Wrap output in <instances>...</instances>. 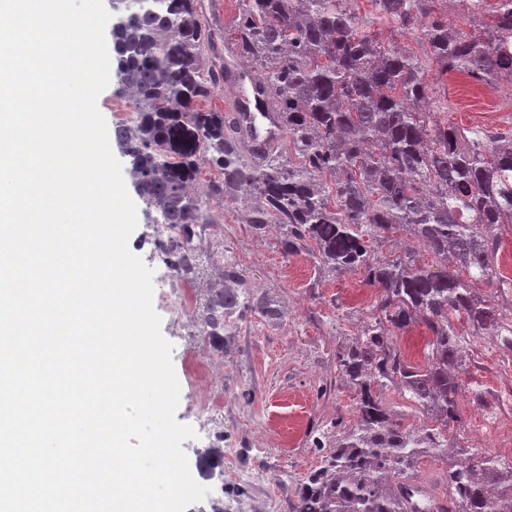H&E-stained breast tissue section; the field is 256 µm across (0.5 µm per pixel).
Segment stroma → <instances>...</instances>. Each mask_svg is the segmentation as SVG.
<instances>
[{
    "label": "stroma",
    "instance_id": "stroma-1",
    "mask_svg": "<svg viewBox=\"0 0 512 512\" xmlns=\"http://www.w3.org/2000/svg\"><path fill=\"white\" fill-rule=\"evenodd\" d=\"M439 120L461 128L490 132L512 129V104L492 107L479 96L482 83L468 76H446L438 67L426 74ZM222 224L197 237L202 256L188 284L193 290L191 315L178 309L180 289L168 299L154 298L161 331L172 346V362L180 385L175 417L195 426L203 391L222 398L207 414L213 442L186 448L192 477L202 485L223 486L219 503L199 502L187 512H293L295 491L321 460L315 437L332 424H354V393L336 371V352L351 344L377 296L363 273H325L306 254L285 255L277 231L253 237L244 222L245 205L221 206ZM500 242L494 280L479 290L503 308L512 307V293L503 291L512 279V224L499 225ZM237 268L255 295L278 309L267 319L237 310L224 333V344L199 342L204 309L220 270ZM459 333L469 344L466 390L459 402L463 424L456 440L466 448L512 455V350L489 336L475 334L467 323ZM211 365L207 389H200L189 360ZM219 448L221 462L205 470L199 461Z\"/></svg>",
    "mask_w": 512,
    "mask_h": 512
}]
</instances>
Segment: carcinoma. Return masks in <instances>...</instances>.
Segmentation results:
<instances>
[{
  "label": "carcinoma",
  "mask_w": 512,
  "mask_h": 512,
  "mask_svg": "<svg viewBox=\"0 0 512 512\" xmlns=\"http://www.w3.org/2000/svg\"><path fill=\"white\" fill-rule=\"evenodd\" d=\"M233 50L271 97L290 155L279 145L256 158L233 113L206 107L224 70L215 69L212 33L198 0H114L112 26L119 92L138 120L117 141L136 173V190L165 224L199 236L224 223L209 202L254 195L247 219L265 236L279 226L287 255L306 253L333 272L365 274L378 296L359 336L336 352V370L354 390L355 423L322 433L334 440L298 487L294 512H512V457L449 444L462 424L468 343L463 319L512 350V315L473 288L495 277L498 239L512 224V133L448 127L422 103L426 73H463L491 85L512 74V53L494 47L512 12L450 31L433 17L437 0H371L378 22L422 26L423 55L386 49L349 8L350 0H238ZM216 171L205 197L187 191L200 162ZM404 232L445 262L442 272L412 253L381 261L374 245ZM189 240L169 245L179 273L196 267ZM208 306L204 335L224 344L226 320L248 307L239 271L226 269ZM421 322L431 333L427 363L401 358L391 334ZM428 415L407 428L383 402L390 389ZM445 460V493L428 499L415 487L423 459Z\"/></svg>",
  "instance_id": "cac0c4a2"
}]
</instances>
